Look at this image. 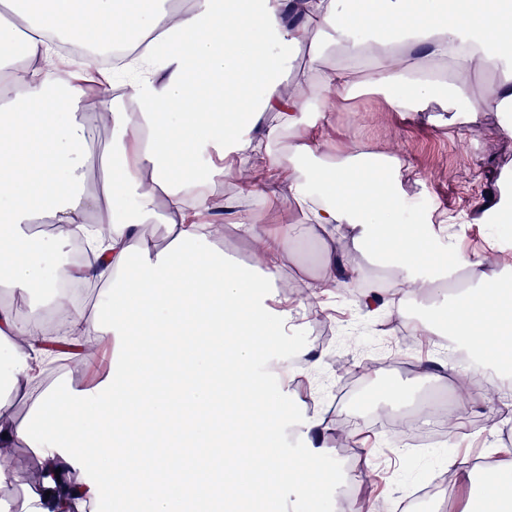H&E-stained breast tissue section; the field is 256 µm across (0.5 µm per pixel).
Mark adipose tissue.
Instances as JSON below:
<instances>
[{
	"label": "adipose tissue",
	"mask_w": 512,
	"mask_h": 512,
	"mask_svg": "<svg viewBox=\"0 0 512 512\" xmlns=\"http://www.w3.org/2000/svg\"><path fill=\"white\" fill-rule=\"evenodd\" d=\"M0 0V288L43 299L59 313L73 344L100 338L115 346L110 371L87 390H36L35 362L59 359L55 331L0 308V347L13 366L0 376V445L26 443L41 458L35 479L0 465V487L24 489L19 510L0 512H176L179 499L208 512L213 495L237 502L257 474L306 493L317 475L258 449L276 436L286 409L254 375L257 361L292 329L287 306L270 300L285 285L297 240L288 231L247 221L238 227L255 245L253 270L240 268L215 244L201 217L215 208L214 159L247 171L244 193L288 183L307 224L350 225L358 245L393 267L401 296L435 293L438 279L413 272L428 255L423 225L388 219L391 182L359 163L330 162L318 137L300 138L277 156L273 148L297 129L299 113L326 111L349 92L354 65L325 76L315 99L284 97L280 75L295 47L310 43V66L326 48L353 60L380 57L372 83L393 92L400 109L420 110L437 82L413 78L406 51L458 74L512 60V10L504 0H385L371 42L356 39L369 19L356 0ZM124 47L133 112L108 108L111 142L96 144L78 115L59 120L51 97L79 103L90 66L61 59L56 43ZM273 112L277 123H262ZM112 163L102 187L89 188L95 159ZM318 196H311V189ZM55 227L57 248L109 227L98 261L60 265L62 280L100 283L96 305L71 306L57 287L40 295L34 223ZM164 224L172 239L152 233ZM456 270L473 283L415 328L419 336H448L463 344L466 378L512 359V292L487 275L481 259L459 254ZM31 398L17 418L15 400ZM206 424L192 455L177 452L179 436ZM111 469L97 472V460Z\"/></svg>",
	"instance_id": "1"
}]
</instances>
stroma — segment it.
Wrapping results in <instances>:
<instances>
[{
	"label": "stroma",
	"mask_w": 512,
	"mask_h": 512,
	"mask_svg": "<svg viewBox=\"0 0 512 512\" xmlns=\"http://www.w3.org/2000/svg\"><path fill=\"white\" fill-rule=\"evenodd\" d=\"M309 52L305 43L296 51L292 67L281 78L284 95L313 97L324 74L348 63L342 50L332 46L325 51L319 72L311 73ZM407 60L411 71L432 72L457 92V111H443L434 99L421 112L395 108L390 93L372 85L373 67L367 64L357 73L352 90L336 100L332 112L304 113L298 133L317 134L335 161L359 151L401 160L392 215L397 218L405 210H416L418 223L430 235V254L415 269V277L449 271L450 251L455 248L482 257L487 272L512 285V263L496 261L500 255L512 256V237L495 233L500 225H512V110H506L498 95L502 86L512 85V64L457 78L444 65L427 63L419 53L408 54ZM472 106L478 112L471 123L465 110ZM238 182V177L219 175L211 185L223 205L211 217L227 228L221 244L226 256L245 268L254 265L251 240L232 227L237 219L274 228L300 227L283 291L296 308L298 333L285 338L282 351L267 354L258 363L257 374L273 392L279 390L281 378H289L290 387L282 392L289 415L318 414L338 420L348 437L343 445L328 439L322 453L311 458L306 442L294 441V429L284 430L276 440L279 451L288 457L307 456L311 468L336 474V483L313 485L303 495L259 484L248 491L236 512H328L337 486L348 483L357 487L358 501L378 499L381 512H399L413 487L438 474H453L463 464L483 465L487 448H494V462L512 467V429L486 425L497 413L486 398L491 391L487 385L482 386L481 397L459 412L454 440L442 437L412 448L405 436L388 429L387 418L404 415L406 407L435 385L434 354L414 351L396 330H380L382 321L398 315L389 291L382 292L371 309L354 299L348 287L322 295L318 313L301 308L307 289L321 278V231L303 224L287 186H280L277 200L267 201L259 195H242ZM422 199L427 207H419ZM401 318L406 329H413L414 317ZM313 359L319 366L312 373L304 364ZM393 389L404 394V405L390 399Z\"/></svg>",
	"instance_id": "35a3bbf8"
}]
</instances>
